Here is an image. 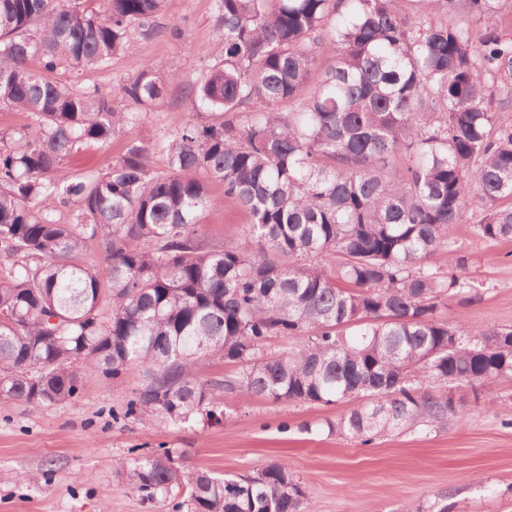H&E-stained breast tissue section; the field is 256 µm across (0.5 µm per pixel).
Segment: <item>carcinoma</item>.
Masks as SVG:
<instances>
[{"label": "carcinoma", "instance_id": "cac0c4a2", "mask_svg": "<svg viewBox=\"0 0 512 512\" xmlns=\"http://www.w3.org/2000/svg\"><path fill=\"white\" fill-rule=\"evenodd\" d=\"M166 2L0 0V105L29 120L0 129V249L22 257L0 281V405L66 403L83 375L138 366L121 416L142 425L218 423L219 393L247 391L350 403L325 427L370 445L447 427L452 389L511 379L512 326L442 310L481 295L456 226L512 240V0H217L218 52L187 91L199 119L150 144L131 132L175 79L165 65L112 93L55 73L134 50ZM119 131L107 172L65 173ZM209 180L257 253L202 247ZM273 336L300 343L269 351ZM207 356L239 370L202 382ZM131 452L128 486L174 512H312L282 463L218 477Z\"/></svg>", "mask_w": 512, "mask_h": 512}]
</instances>
